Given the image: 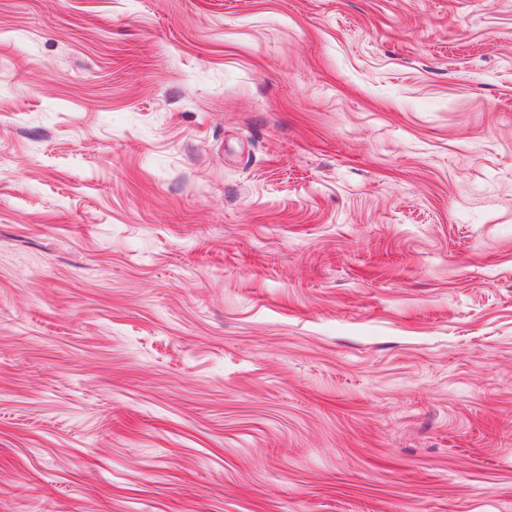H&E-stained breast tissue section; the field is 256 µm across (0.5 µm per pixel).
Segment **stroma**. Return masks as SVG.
<instances>
[{
  "label": "stroma",
  "instance_id": "35a3bbf8",
  "mask_svg": "<svg viewBox=\"0 0 512 512\" xmlns=\"http://www.w3.org/2000/svg\"><path fill=\"white\" fill-rule=\"evenodd\" d=\"M0 512H512V0H0Z\"/></svg>",
  "mask_w": 512,
  "mask_h": 512
}]
</instances>
